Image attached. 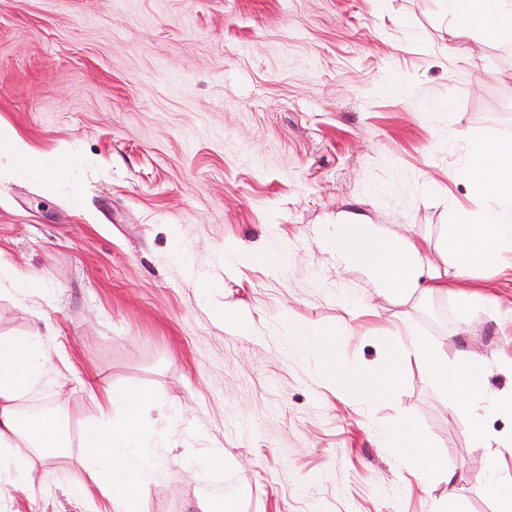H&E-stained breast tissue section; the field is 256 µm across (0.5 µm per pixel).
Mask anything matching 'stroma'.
<instances>
[{
    "label": "stroma",
    "mask_w": 512,
    "mask_h": 512,
    "mask_svg": "<svg viewBox=\"0 0 512 512\" xmlns=\"http://www.w3.org/2000/svg\"><path fill=\"white\" fill-rule=\"evenodd\" d=\"M446 0H0V125L62 158L44 179L0 157V336L51 332L60 356L27 401L70 434L101 414L105 385L145 388L172 410L146 445L170 475L143 512H194L199 496L242 512H434L385 430L417 423L459 480L483 493L490 449L472 447L416 363L386 404L365 407L292 354L286 322L348 323L339 357L363 365L408 314L433 344L512 356V269L473 273L490 303L458 336L453 299L397 305L338 267L322 230L362 221L437 239L456 207L466 137H512V44L448 40ZM285 261L224 267L225 245ZM37 274L30 301L14 276ZM210 287L200 302L192 278ZM247 312L251 333L211 312ZM220 470L187 469L203 450ZM47 492L13 489L0 512H101L71 498L77 452Z\"/></svg>",
    "instance_id": "1"
}]
</instances>
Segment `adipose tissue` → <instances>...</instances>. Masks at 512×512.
I'll return each mask as SVG.
<instances>
[{"instance_id":"ef3b65f1","label":"adipose tissue","mask_w":512,"mask_h":512,"mask_svg":"<svg viewBox=\"0 0 512 512\" xmlns=\"http://www.w3.org/2000/svg\"><path fill=\"white\" fill-rule=\"evenodd\" d=\"M455 19L448 30L451 40L482 37L512 41V0H448ZM467 163L460 175L479 202V216L458 209L455 219L441 229L437 244L408 235H394L376 224H334L323 238L337 265L364 272L375 293L406 303L454 296L460 316H467L487 295L468 290L472 271L496 269L504 253L512 252V137L493 135L470 139ZM447 256L446 264L432 262L428 254ZM51 361L49 340L40 332L0 336V473L8 478L0 497L10 488L42 490L52 476L50 463L78 444L85 463L84 479L71 494L84 498L100 492L112 512H142L149 480L160 473L150 462L145 437L151 426L149 411L166 413L155 394L144 389L110 386L103 400L113 418L85 424L78 441L49 425L47 416H33L22 408L24 400L40 392ZM400 459L420 475L448 485L455 472L444 464L438 447L407 421L388 431Z\"/></svg>"}]
</instances>
